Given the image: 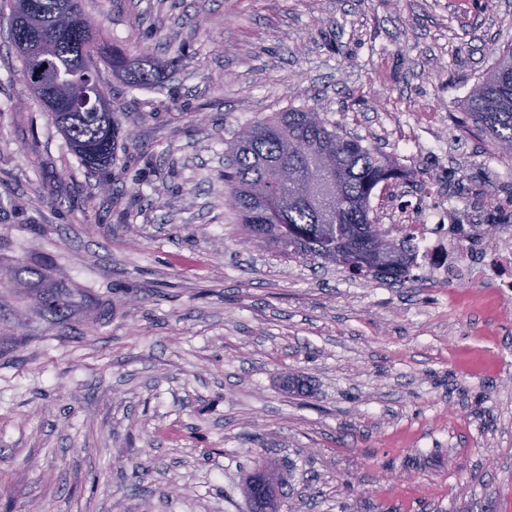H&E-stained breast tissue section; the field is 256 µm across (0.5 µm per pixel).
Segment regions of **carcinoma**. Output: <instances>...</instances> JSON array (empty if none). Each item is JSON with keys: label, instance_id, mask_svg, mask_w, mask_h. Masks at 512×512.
<instances>
[{"label": "carcinoma", "instance_id": "1", "mask_svg": "<svg viewBox=\"0 0 512 512\" xmlns=\"http://www.w3.org/2000/svg\"><path fill=\"white\" fill-rule=\"evenodd\" d=\"M0 0V21L9 23L25 77L45 68L46 89L33 88L71 150L89 169L112 165V114L92 102L64 103L65 86L85 56L86 82L97 93L94 55L98 23L86 16L81 0ZM461 123L509 146L512 157V49L474 84ZM224 186L246 234L282 244L290 253L339 264L362 276H403L413 264L410 242L396 240L370 219L371 197L397 178L393 159L360 140L336 131L314 109L278 112L241 127L228 152ZM338 179L343 199L318 196L319 184Z\"/></svg>", "mask_w": 512, "mask_h": 512}]
</instances>
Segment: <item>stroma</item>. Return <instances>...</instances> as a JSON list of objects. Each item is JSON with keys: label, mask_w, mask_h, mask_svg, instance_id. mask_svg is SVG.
<instances>
[{"label": "stroma", "mask_w": 512, "mask_h": 512, "mask_svg": "<svg viewBox=\"0 0 512 512\" xmlns=\"http://www.w3.org/2000/svg\"><path fill=\"white\" fill-rule=\"evenodd\" d=\"M83 6L127 58L97 61L105 171L0 25V512H240L258 462L282 512H512V308L249 238L224 187L240 126L315 108L404 170L374 223L403 197L492 230L512 158L460 122L512 0Z\"/></svg>", "instance_id": "obj_1"}]
</instances>
